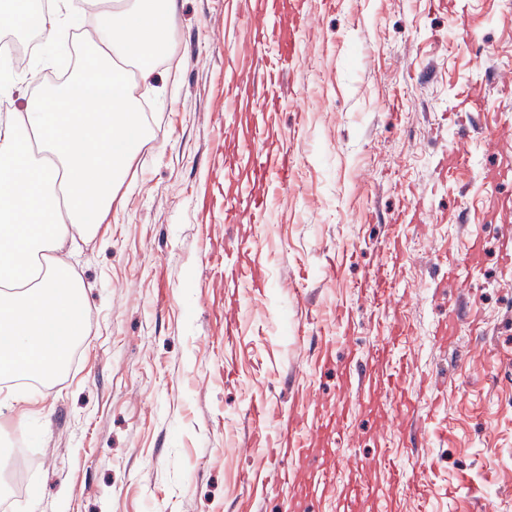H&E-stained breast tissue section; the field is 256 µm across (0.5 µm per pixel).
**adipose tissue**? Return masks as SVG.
<instances>
[{"label": "adipose tissue", "instance_id": "1", "mask_svg": "<svg viewBox=\"0 0 512 512\" xmlns=\"http://www.w3.org/2000/svg\"><path fill=\"white\" fill-rule=\"evenodd\" d=\"M84 64L56 90L0 118V378L63 369L82 334L83 281L65 247L95 237L148 137L128 90L127 68L142 79L178 0H97ZM82 10L74 0H0V22L35 29L61 45Z\"/></svg>", "mask_w": 512, "mask_h": 512}]
</instances>
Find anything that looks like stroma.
<instances>
[{
  "label": "stroma",
  "instance_id": "obj_1",
  "mask_svg": "<svg viewBox=\"0 0 512 512\" xmlns=\"http://www.w3.org/2000/svg\"><path fill=\"white\" fill-rule=\"evenodd\" d=\"M319 19L284 74L293 99L271 111L226 104L227 72L247 74L254 28L243 0H181L175 53L153 79L128 83L150 134L121 188L123 203L71 257L88 285L76 356L50 380H17L36 394L27 417L0 405V461L15 447L36 459L22 495L0 488V512H283L287 489L268 490L274 432L291 413L312 421L347 393L315 362L323 345L370 371L389 321L404 322L389 358L406 370L413 419L428 436L405 447L394 422L351 419L324 494L304 512H336L353 462L383 448L405 472L427 467L428 512H512V263L502 253L506 216L492 208L481 171L442 183L436 167L458 124L491 165L488 138L512 142V0H306ZM466 16L484 47L453 33ZM259 119L294 161L268 221L244 225L267 286L243 299L239 334L224 338V257L206 245L219 209L203 210L230 179L219 150L225 121ZM455 214L418 222L419 210ZM480 229L471 262L467 233ZM399 242L397 253L383 247ZM470 285H450L463 315L423 293L374 307L361 285L375 272L403 296L442 281L449 264ZM235 374L225 378V364ZM265 420L254 421L253 403ZM364 512H420L387 471Z\"/></svg>",
  "mask_w": 512,
  "mask_h": 512
}]
</instances>
